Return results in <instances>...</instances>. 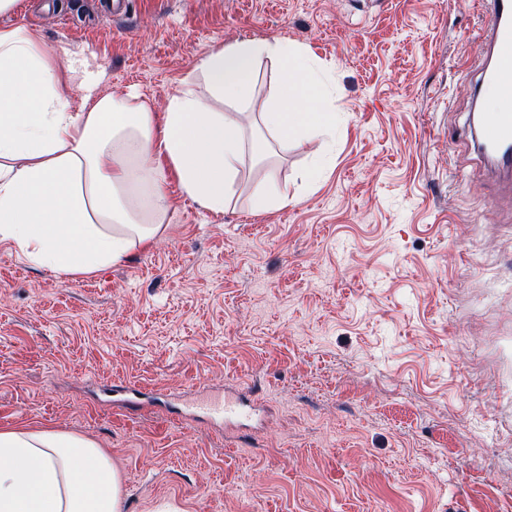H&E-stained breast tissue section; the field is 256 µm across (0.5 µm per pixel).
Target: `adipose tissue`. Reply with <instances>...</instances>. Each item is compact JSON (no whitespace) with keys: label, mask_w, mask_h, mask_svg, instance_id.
Masks as SVG:
<instances>
[{"label":"adipose tissue","mask_w":512,"mask_h":512,"mask_svg":"<svg viewBox=\"0 0 512 512\" xmlns=\"http://www.w3.org/2000/svg\"><path fill=\"white\" fill-rule=\"evenodd\" d=\"M280 72L276 96L244 118L262 60ZM163 112L100 95L78 78L72 108L56 62L26 25L0 28V240L33 264L75 275L127 259L160 238L168 176L213 214L230 204L245 152H288L298 134L332 153L336 115L322 72L285 39H242L205 55ZM0 512H122V477L85 438L25 427L0 430Z\"/></svg>","instance_id":"obj_1"}]
</instances>
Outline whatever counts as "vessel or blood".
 <instances>
[{"label":"vessel or blood","mask_w":512,"mask_h":512,"mask_svg":"<svg viewBox=\"0 0 512 512\" xmlns=\"http://www.w3.org/2000/svg\"><path fill=\"white\" fill-rule=\"evenodd\" d=\"M488 67L477 91L512 88V0H490L485 15ZM477 141L491 150V161L503 178L512 177V111L489 112L477 129Z\"/></svg>","instance_id":"vessel-or-blood-1"}]
</instances>
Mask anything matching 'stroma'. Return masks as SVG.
I'll return each instance as SVG.
<instances>
[{
	"label": "stroma",
	"instance_id": "1",
	"mask_svg": "<svg viewBox=\"0 0 512 512\" xmlns=\"http://www.w3.org/2000/svg\"><path fill=\"white\" fill-rule=\"evenodd\" d=\"M19 0L60 69L163 107L214 48L327 69L331 161L245 159L229 209L86 277L0 242V429L79 435L123 512H512V186L470 133L488 0ZM275 174L294 204L254 212ZM159 401L133 415L112 385ZM238 384L252 414L192 398Z\"/></svg>",
	"mask_w": 512,
	"mask_h": 512
}]
</instances>
